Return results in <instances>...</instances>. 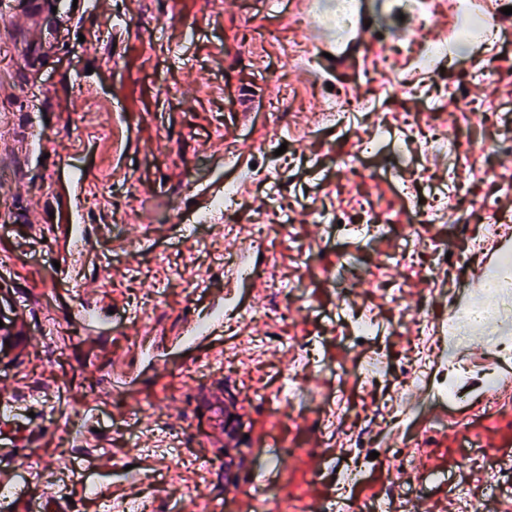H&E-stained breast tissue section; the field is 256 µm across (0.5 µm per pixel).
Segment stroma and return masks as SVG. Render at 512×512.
<instances>
[{
	"label": "stroma",
	"instance_id": "35a3bbf8",
	"mask_svg": "<svg viewBox=\"0 0 512 512\" xmlns=\"http://www.w3.org/2000/svg\"><path fill=\"white\" fill-rule=\"evenodd\" d=\"M34 2L28 56L23 20H0V202L11 205L0 223V332L10 336L0 385L17 409L0 418V475L25 479L40 512H126L146 493L154 512H172L193 492L217 512H355L380 497L388 512H406L407 496L430 512H512V467L474 470L460 451L466 440L512 446V393L500 414L469 418L484 370L512 369V358L471 360L457 377L468 400L456 409L436 401L431 383L400 398L399 422L358 413L378 402L364 355L382 350L391 385L402 382L437 335L394 326L480 298L488 240L447 267L439 251L465 236L447 214L409 243L353 221L365 204L404 220L401 184L448 171L459 206L505 197L512 156L499 146L512 139V40L498 33L452 49L442 70L416 73V93L396 95L409 61L385 62L383 41L368 36L343 41L335 59L316 55L314 67L289 64L282 43L298 0H103L67 18L53 0ZM476 59L486 74L475 73ZM458 88L498 122L457 125L449 106ZM334 91L374 108L330 126L319 115ZM409 112L449 133L445 150L414 154ZM379 121L382 151L360 172H343L357 135ZM34 123L42 142L30 138ZM96 126L106 138L91 137ZM394 154L397 170L386 172ZM255 168L265 180L251 177ZM230 180L240 182L243 206L228 236L196 215ZM301 211L306 221L288 223ZM317 211L351 226L316 223ZM258 224L264 253L253 247ZM407 247L414 260L399 262ZM224 251L244 255L256 281L228 280L214 262ZM337 276L347 285L341 297ZM401 276L408 286L391 298ZM81 290L101 317L96 330L70 316ZM237 304L287 317L187 342L189 323ZM360 315L378 324L364 340L348 333ZM49 322L65 335H47ZM340 388L346 401L336 399ZM132 403L141 408L135 421ZM358 443L372 456L370 478L329 498L337 459ZM69 448L85 449L86 475L108 494L89 501L82 485L64 494L41 480L39 463ZM437 474L464 481V507Z\"/></svg>",
	"mask_w": 512,
	"mask_h": 512
}]
</instances>
